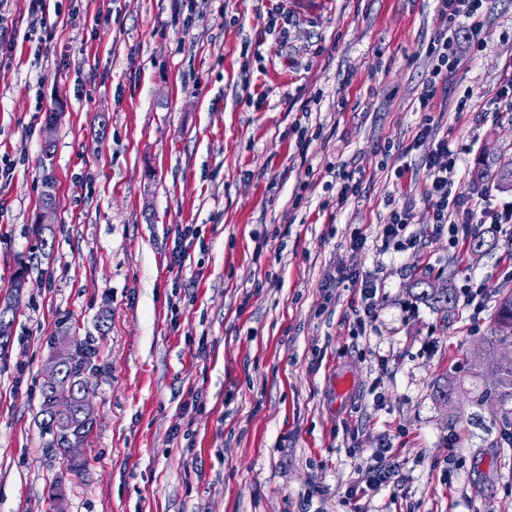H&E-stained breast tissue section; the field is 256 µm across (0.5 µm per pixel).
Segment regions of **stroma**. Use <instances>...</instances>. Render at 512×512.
<instances>
[{"label": "stroma", "instance_id": "35a3bbf8", "mask_svg": "<svg viewBox=\"0 0 512 512\" xmlns=\"http://www.w3.org/2000/svg\"><path fill=\"white\" fill-rule=\"evenodd\" d=\"M46 5L58 28L43 43L32 0H0V295L28 270L0 358V512H53L58 480L65 512H512L502 408L436 395L465 379L512 288V224L472 225L476 254L444 236L380 250L389 203L409 206L412 231L432 220L420 158L433 143L398 149L422 118L434 0H284L272 31V0ZM483 11L482 47L458 43L434 117L437 137L467 148L461 191L500 207L512 121L492 102L512 65V0ZM48 142L58 205L40 252ZM345 172L358 194L324 208ZM344 267L381 284L359 338ZM425 272L473 275L483 312L416 299ZM64 318L98 352L77 473L38 424ZM383 444L395 479L351 492Z\"/></svg>", "mask_w": 512, "mask_h": 512}]
</instances>
